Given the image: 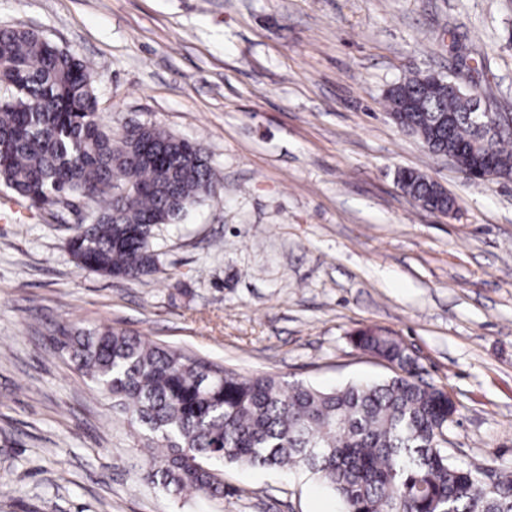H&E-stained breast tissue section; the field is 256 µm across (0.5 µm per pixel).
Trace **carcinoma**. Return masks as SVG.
<instances>
[{"instance_id":"carcinoma-1","label":"carcinoma","mask_w":512,"mask_h":512,"mask_svg":"<svg viewBox=\"0 0 512 512\" xmlns=\"http://www.w3.org/2000/svg\"><path fill=\"white\" fill-rule=\"evenodd\" d=\"M94 76L74 53L29 29H0V185L31 205L88 197L97 208L68 241L78 267L136 279L156 268L160 224L180 221L219 179L202 147L152 123L117 133L98 117ZM415 111L402 124L437 155L481 144L512 168V117L483 131L455 78L399 82ZM136 188L122 192L127 179ZM403 191L436 183L410 169ZM125 418L146 449L148 474L176 494H224L225 464L298 468L316 476L341 512H512V468L456 463L448 454V393L424 382L399 339L371 329L353 344L394 364L382 380L332 390L244 376L109 325L58 324L49 336Z\"/></svg>"}]
</instances>
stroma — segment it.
Wrapping results in <instances>:
<instances>
[{"instance_id":"stroma-1","label":"stroma","mask_w":512,"mask_h":512,"mask_svg":"<svg viewBox=\"0 0 512 512\" xmlns=\"http://www.w3.org/2000/svg\"><path fill=\"white\" fill-rule=\"evenodd\" d=\"M90 64L112 130L198 142L221 184L156 231L136 279L77 267L90 199L46 210L0 186V512H338L303 470L224 466L223 494L178 498L49 343L109 324L243 375L331 389L390 376L350 336L402 340L457 405L459 463L512 465V180H471L392 120L413 73H460L512 114V0H0ZM412 169L454 198L433 213ZM398 182L403 191L413 198L426 196L436 186L433 180L410 169H404L398 173Z\"/></svg>"}]
</instances>
